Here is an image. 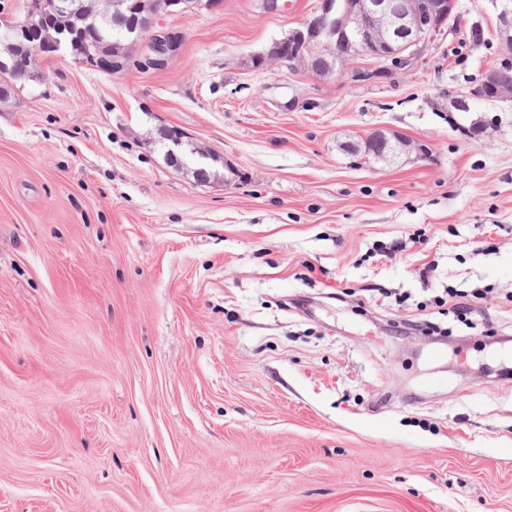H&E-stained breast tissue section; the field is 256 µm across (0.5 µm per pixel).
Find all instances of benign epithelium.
<instances>
[{"label":"benign epithelium","instance_id":"7a95c632","mask_svg":"<svg viewBox=\"0 0 512 512\" xmlns=\"http://www.w3.org/2000/svg\"><path fill=\"white\" fill-rule=\"evenodd\" d=\"M498 11L500 35L506 47L512 46V3L492 0ZM50 7L57 11L72 8L70 0H38L28 13L25 26L16 29L6 22L0 35L6 39L42 38L41 15ZM183 11V0H163L152 14L137 20L140 30L150 34L152 56L145 65L162 67L176 46L170 31L151 33L156 17L176 9ZM456 16V0H409L407 7L394 0H320L314 14L287 36L275 41L262 54V61H276L290 68L307 67L306 52L317 45L336 60L341 72L348 60L368 56L397 72L413 68L433 41L440 27Z\"/></svg>","mask_w":512,"mask_h":512}]
</instances>
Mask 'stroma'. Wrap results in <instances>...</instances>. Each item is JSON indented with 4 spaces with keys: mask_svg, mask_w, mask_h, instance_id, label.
<instances>
[{
    "mask_svg": "<svg viewBox=\"0 0 512 512\" xmlns=\"http://www.w3.org/2000/svg\"><path fill=\"white\" fill-rule=\"evenodd\" d=\"M318 5L165 14V67L143 39L112 74L42 53L0 101V512H512V101L473 94L511 54L493 4L458 0L389 78L252 68ZM379 130L397 160L352 154ZM484 286L466 325L429 304ZM151 52L153 56H149L145 65L148 67H162L165 65L167 59L174 52L173 49L176 46V40L172 31H165L158 34L150 35Z\"/></svg>",
    "mask_w": 512,
    "mask_h": 512,
    "instance_id": "stroma-1",
    "label": "stroma"
}]
</instances>
